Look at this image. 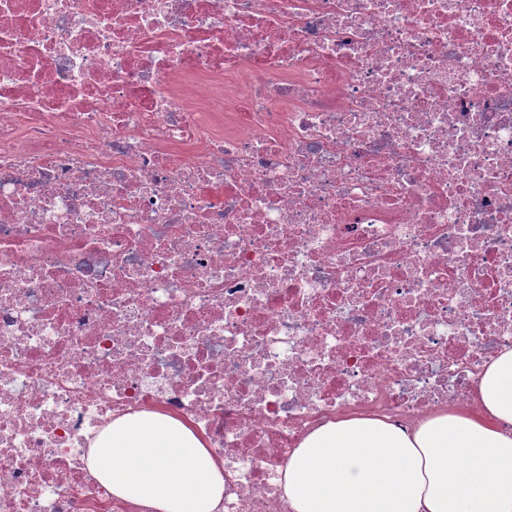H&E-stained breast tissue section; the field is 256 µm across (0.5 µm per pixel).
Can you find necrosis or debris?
<instances>
[{
  "instance_id": "obj_1",
  "label": "necrosis or debris",
  "mask_w": 512,
  "mask_h": 512,
  "mask_svg": "<svg viewBox=\"0 0 512 512\" xmlns=\"http://www.w3.org/2000/svg\"><path fill=\"white\" fill-rule=\"evenodd\" d=\"M506 347L512 0H0V512H147L87 462L140 412L290 512Z\"/></svg>"
}]
</instances>
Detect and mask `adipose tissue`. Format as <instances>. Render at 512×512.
Masks as SVG:
<instances>
[{"label": "adipose tissue", "instance_id": "obj_1", "mask_svg": "<svg viewBox=\"0 0 512 512\" xmlns=\"http://www.w3.org/2000/svg\"><path fill=\"white\" fill-rule=\"evenodd\" d=\"M481 415L451 410L404 429L376 416L312 430L278 482L292 512H512V347L485 368ZM113 495L150 512H215L224 474L183 422L136 413L89 457Z\"/></svg>", "mask_w": 512, "mask_h": 512}]
</instances>
